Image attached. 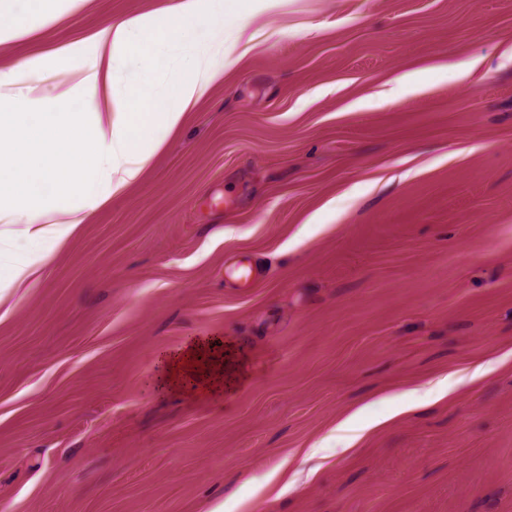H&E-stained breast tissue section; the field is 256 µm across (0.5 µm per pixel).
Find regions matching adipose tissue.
Wrapping results in <instances>:
<instances>
[{"label":"adipose tissue","mask_w":512,"mask_h":512,"mask_svg":"<svg viewBox=\"0 0 512 512\" xmlns=\"http://www.w3.org/2000/svg\"><path fill=\"white\" fill-rule=\"evenodd\" d=\"M234 0H178L163 18L140 15L109 25L92 48L72 45L31 59L29 70L56 68L79 59V80L70 97L83 112L0 111V300L10 289L36 284L53 251L79 229L84 210L93 209L135 181L160 146L157 130L180 125L190 105L216 79L207 50L195 52L173 82L165 109L150 97L149 83L129 88L113 115L100 112L99 89H111L118 56L141 57L144 47L162 54L170 45L196 42L200 31H220ZM23 220L29 240L43 251L14 250L8 227ZM175 380L222 377L224 348L197 342L174 358Z\"/></svg>","instance_id":"adipose-tissue-1"}]
</instances>
